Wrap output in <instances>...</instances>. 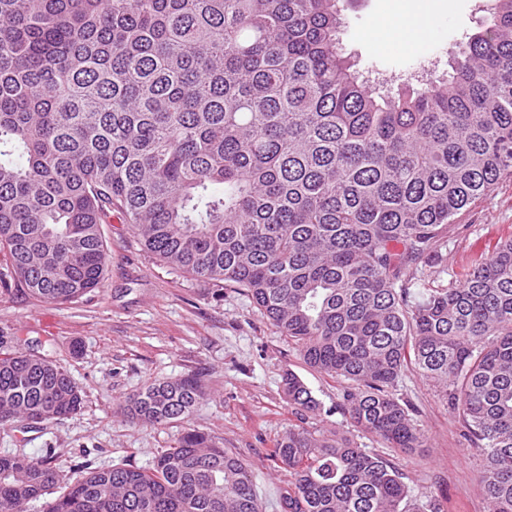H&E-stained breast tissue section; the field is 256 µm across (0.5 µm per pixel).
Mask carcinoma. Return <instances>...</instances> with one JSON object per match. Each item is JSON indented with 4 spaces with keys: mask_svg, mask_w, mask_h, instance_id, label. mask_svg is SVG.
<instances>
[{
    "mask_svg": "<svg viewBox=\"0 0 512 512\" xmlns=\"http://www.w3.org/2000/svg\"><path fill=\"white\" fill-rule=\"evenodd\" d=\"M448 79L381 95L339 39V0H0V283L37 301L100 287V226L246 292L313 370L349 383L351 423L424 447L392 393L414 367L462 411L491 512H512V237L410 304L460 211L512 176V0H491ZM288 403H321L294 372ZM203 376L149 384L127 416L163 425ZM66 370L0 336V425L81 409ZM283 512H410L403 473L346 436L290 429ZM263 512L251 466L187 430L148 469L64 474L0 455V512Z\"/></svg>",
    "mask_w": 512,
    "mask_h": 512,
    "instance_id": "obj_1",
    "label": "carcinoma"
}]
</instances>
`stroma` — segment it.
<instances>
[{
	"mask_svg": "<svg viewBox=\"0 0 512 512\" xmlns=\"http://www.w3.org/2000/svg\"><path fill=\"white\" fill-rule=\"evenodd\" d=\"M483 0H430L429 23L418 48L394 43L376 48L368 34L392 14L420 0H342L340 33L345 55L365 79L396 87L411 75L447 76L450 63L485 14ZM107 270L102 288L78 301L45 304L23 289L0 287V336L21 350L48 355L84 396L80 411L27 427H0V454L39 457L52 453L64 470L150 467L176 446L187 429L238 453L252 467L264 512H281L288 472L271 457L289 428L318 435L348 436L404 474L412 502L438 501L442 512H491L481 476L484 459L463 436V417L444 390L407 369L393 392L408 404L425 445L412 452L389 447L350 423L341 406L346 381L309 368L294 343L244 292L219 282H201L145 251L123 214L102 225ZM512 237V176L462 213L448 234L441 263L408 282L411 302L428 289L461 279L472 261ZM79 354H72L73 343ZM298 374L320 401V415L290 406L282 392L285 372ZM203 373L209 390L182 422L149 425L124 413L129 397L150 383Z\"/></svg>",
	"mask_w": 512,
	"mask_h": 512,
	"instance_id": "obj_1",
	"label": "stroma"
}]
</instances>
